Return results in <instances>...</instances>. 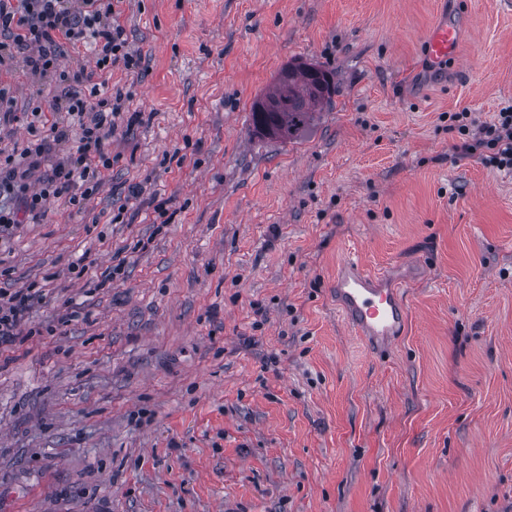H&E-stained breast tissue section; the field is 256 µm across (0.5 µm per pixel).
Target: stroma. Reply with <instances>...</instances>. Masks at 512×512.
I'll list each match as a JSON object with an SVG mask.
<instances>
[{"instance_id": "35a3bbf8", "label": "stroma", "mask_w": 512, "mask_h": 512, "mask_svg": "<svg viewBox=\"0 0 512 512\" xmlns=\"http://www.w3.org/2000/svg\"><path fill=\"white\" fill-rule=\"evenodd\" d=\"M115 9L146 71L107 82L140 123L83 205L0 235V288L45 291L0 352V512H505L512 171L455 158L448 117L512 106V7ZM441 15L459 52L432 68ZM297 60L330 74V106L298 139L254 135V101ZM348 255L405 281L383 350L336 308Z\"/></svg>"}]
</instances>
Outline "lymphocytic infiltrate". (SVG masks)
I'll return each mask as SVG.
<instances>
[{"label":"lymphocytic infiltrate","mask_w":512,"mask_h":512,"mask_svg":"<svg viewBox=\"0 0 512 512\" xmlns=\"http://www.w3.org/2000/svg\"><path fill=\"white\" fill-rule=\"evenodd\" d=\"M64 43L75 49L91 46L94 70H61L58 49ZM18 56L27 74L53 73L69 88L49 101L37 98L27 122L28 146L19 155L0 157V233L42 217L50 199L66 194L75 204L88 200L115 163L110 140L119 123L131 127L141 120L140 113L129 111L126 93L107 92L94 81L96 73L115 67L130 74L141 68L142 57L130 48L113 0H0V66ZM53 112L74 117L77 131L49 122ZM450 119L463 137L454 147L458 156L512 170L511 107L490 122L467 112ZM73 133L78 136L74 156L30 185L33 172ZM37 296L30 288L0 290V346L13 341Z\"/></svg>","instance_id":"f902f5d3"}]
</instances>
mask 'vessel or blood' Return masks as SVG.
Wrapping results in <instances>:
<instances>
[{
	"mask_svg": "<svg viewBox=\"0 0 512 512\" xmlns=\"http://www.w3.org/2000/svg\"><path fill=\"white\" fill-rule=\"evenodd\" d=\"M457 49V27L445 19L435 22L424 42L428 58L445 62L456 56ZM332 289L338 310L370 347L383 349L400 333L405 307L387 277L368 273L357 259L350 258L338 267Z\"/></svg>",
	"mask_w": 512,
	"mask_h": 512,
	"instance_id": "obj_1",
	"label": "vessel or blood"
}]
</instances>
